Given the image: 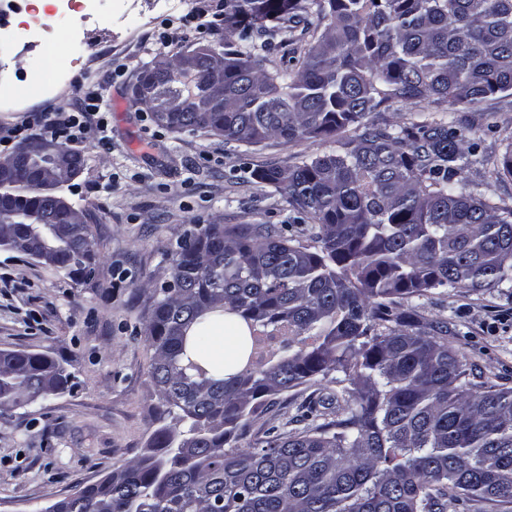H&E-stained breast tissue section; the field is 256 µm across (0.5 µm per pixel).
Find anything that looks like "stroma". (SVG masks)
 <instances>
[{
  "label": "stroma",
  "instance_id": "obj_1",
  "mask_svg": "<svg viewBox=\"0 0 512 512\" xmlns=\"http://www.w3.org/2000/svg\"><path fill=\"white\" fill-rule=\"evenodd\" d=\"M223 10L224 0H146L134 12L123 0H101L87 39H63L56 47L57 56L85 57L87 67L47 83L34 80L48 65L46 49L0 41V59L9 60L19 96L13 107L0 105V138L35 110L73 111L87 93L97 96L102 121L76 141L86 165L65 192L90 216L97 242L92 283L61 281L34 260L0 250V350L47 354L71 376L64 393L0 414V512H43L147 448L159 408L142 334L149 288L169 275L168 252L187 231L211 222L284 225L288 236L306 242L319 231L294 223L285 199L257 174L330 152L333 142L270 138L246 145L174 133L132 103L133 88L154 61L237 43L236 35L198 24ZM163 31L168 41L159 40ZM375 119L397 127L444 119L478 130L481 143L463 176L490 202L512 209V176L501 170L512 149V95L444 114L416 100L384 108ZM395 310L413 314L418 329L448 342L470 380L512 389V288H439L398 301ZM331 393L317 383L277 396L239 447L303 428L304 405Z\"/></svg>",
  "mask_w": 512,
  "mask_h": 512
}]
</instances>
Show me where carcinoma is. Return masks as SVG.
<instances>
[{
	"mask_svg": "<svg viewBox=\"0 0 512 512\" xmlns=\"http://www.w3.org/2000/svg\"><path fill=\"white\" fill-rule=\"evenodd\" d=\"M329 20L295 72L264 67L303 16ZM275 25L268 26L266 22ZM241 45L188 50L141 81L165 128L254 145L329 137L336 149L259 178L314 244L267 224H204L177 242L180 288L154 290L144 336L161 407L148 448L115 477L70 496L69 512H446L471 497L512 504V389L465 380L447 343L409 331L398 299L438 288L512 285V210L462 177L473 141L444 121L363 122L385 103L437 112L512 95V0H224ZM185 64L198 77L165 75ZM355 126L357 136L342 140ZM29 142L21 179L0 183V250L75 283L94 275L86 210L71 179ZM226 322L229 365L189 345ZM395 327H390V324ZM326 380L346 407L300 432L237 448L269 397ZM69 374L43 353H0V411Z\"/></svg>",
	"mask_w": 512,
	"mask_h": 512,
	"instance_id": "carcinoma-1",
	"label": "carcinoma"
}]
</instances>
